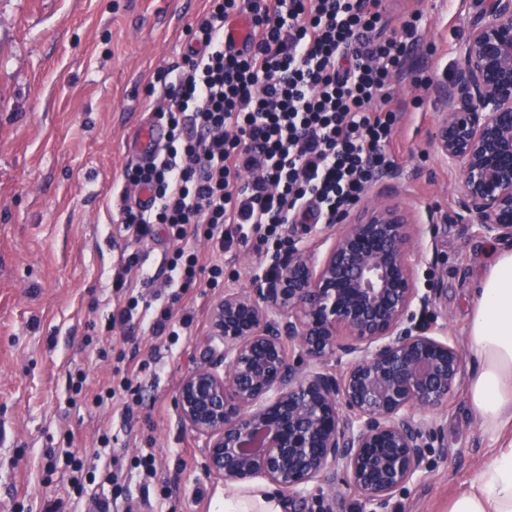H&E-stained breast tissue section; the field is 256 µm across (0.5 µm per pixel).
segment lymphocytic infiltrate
Returning a JSON list of instances; mask_svg holds the SVG:
<instances>
[{
	"mask_svg": "<svg viewBox=\"0 0 512 512\" xmlns=\"http://www.w3.org/2000/svg\"><path fill=\"white\" fill-rule=\"evenodd\" d=\"M385 0H208L191 45L155 109L166 142L126 171L149 190L151 207L123 205L136 241L158 229L177 241L164 258L167 300L151 322L155 336H177L194 321L181 294L224 279L217 254L257 236L281 241L294 224H333L370 181L395 168L393 136L402 109L391 93L420 41L421 10L397 28ZM246 16L241 48L224 42ZM214 259L200 255L197 236Z\"/></svg>",
	"mask_w": 512,
	"mask_h": 512,
	"instance_id": "obj_1",
	"label": "lymphocytic infiltrate"
}]
</instances>
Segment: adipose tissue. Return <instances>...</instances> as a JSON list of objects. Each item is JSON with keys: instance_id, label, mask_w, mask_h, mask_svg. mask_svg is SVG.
Segmentation results:
<instances>
[{"instance_id": "1", "label": "adipose tissue", "mask_w": 512, "mask_h": 512, "mask_svg": "<svg viewBox=\"0 0 512 512\" xmlns=\"http://www.w3.org/2000/svg\"><path fill=\"white\" fill-rule=\"evenodd\" d=\"M466 342L477 362L467 387L482 426L512 421V250H497L470 303ZM448 512H512V446L501 449Z\"/></svg>"}]
</instances>
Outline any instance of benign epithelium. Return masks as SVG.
<instances>
[{"mask_svg": "<svg viewBox=\"0 0 512 512\" xmlns=\"http://www.w3.org/2000/svg\"><path fill=\"white\" fill-rule=\"evenodd\" d=\"M458 56L435 87L434 144L461 171L457 221L512 240V0H480ZM423 234L403 203L370 194L323 252L290 247L251 287L224 290L210 355L176 393L209 476L314 490L323 512L350 491L382 512L446 455L465 353L426 317L442 289L417 286Z\"/></svg>", "mask_w": 512, "mask_h": 512, "instance_id": "benign-epithelium-1", "label": "benign epithelium"}]
</instances>
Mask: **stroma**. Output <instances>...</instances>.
I'll return each mask as SVG.
<instances>
[{"instance_id": "stroma-1", "label": "stroma", "mask_w": 512, "mask_h": 512, "mask_svg": "<svg viewBox=\"0 0 512 512\" xmlns=\"http://www.w3.org/2000/svg\"><path fill=\"white\" fill-rule=\"evenodd\" d=\"M206 0H0V512H218L230 489L208 477L202 440L181 423L180 377L208 354L210 314L225 289L245 288L272 257L254 242L225 251L224 281L191 288L182 302L194 322L177 339L152 334L148 322L107 329L117 303L116 268L141 257L129 292L152 300L147 277L164 280L167 236L136 242L121 222L124 172L137 158L134 132L190 46V25ZM478 0H423L422 40L392 93L406 108L394 141L397 180L374 191L401 199L424 224L416 255L418 285L438 288L433 308L458 344L466 342L473 290L493 248L456 221L460 173L436 153L433 81L449 76L455 49ZM111 349L109 359L100 348ZM142 365L141 403L100 405L121 361ZM84 371L80 394L70 375ZM447 456L430 455L426 476L392 498L386 512H448L498 448L512 424L488 429L458 390L443 420ZM122 464L121 480L74 487L69 444L94 451L101 436ZM156 460L145 481L140 461Z\"/></svg>"}]
</instances>
